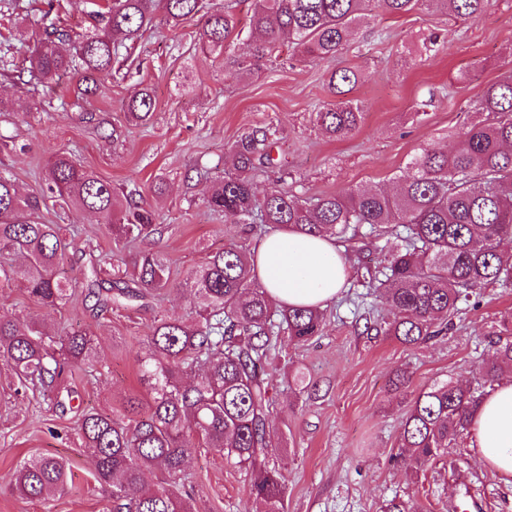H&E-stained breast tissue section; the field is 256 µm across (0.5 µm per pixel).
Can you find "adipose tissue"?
Instances as JSON below:
<instances>
[{"mask_svg": "<svg viewBox=\"0 0 512 512\" xmlns=\"http://www.w3.org/2000/svg\"><path fill=\"white\" fill-rule=\"evenodd\" d=\"M256 280L281 308L322 306L344 285L347 265L335 238L276 230L252 253ZM477 459L512 477V377L496 383L474 409L468 429Z\"/></svg>", "mask_w": 512, "mask_h": 512, "instance_id": "adipose-tissue-1", "label": "adipose tissue"}]
</instances>
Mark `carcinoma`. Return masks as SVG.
Here are the masks:
<instances>
[{"instance_id": "carcinoma-1", "label": "carcinoma", "mask_w": 512, "mask_h": 512, "mask_svg": "<svg viewBox=\"0 0 512 512\" xmlns=\"http://www.w3.org/2000/svg\"><path fill=\"white\" fill-rule=\"evenodd\" d=\"M422 1L460 19L491 6V0H254L245 30L230 12L208 14L201 50L224 57V66L246 75L266 65L285 39L303 56L332 59L372 3L399 15ZM202 8V0H111L91 12L92 30L78 38L56 27L45 31L30 56L31 72L45 83L68 72L86 82L110 72L116 40H136L157 11L178 25ZM243 36L248 54H230ZM359 80L357 71L343 68L331 73L329 87L339 94ZM153 106L147 89L135 91L125 104L128 121H149ZM479 110L486 118L463 127L454 151L424 150L411 157L396 192L350 189L314 200L288 188V169L273 156L275 131L259 128L232 144L234 171L217 180L205 203L231 224L256 218L270 228L346 242L362 224L404 225L405 240L392 242L381 261L393 318L379 331L407 343L425 341L442 332L440 326L475 289L512 285V255L500 249L512 238V78L490 86ZM363 116L352 100L318 113L332 138L357 130ZM258 172L276 175L261 197L254 189ZM137 195L135 189L112 187L66 153L49 157L39 194L22 196L0 175V286L20 282L47 306L65 304L75 293L59 272L69 242L58 225L42 224L34 214L46 199L59 198L100 213L116 243L145 240L159 225L155 211ZM18 255L25 263L11 262ZM98 267L90 261L85 297L100 313L128 308L171 284L165 261L151 251L137 253L131 269L109 281L98 278ZM181 287L198 300V308L189 320H155L148 352L138 364L147 399L129 401L125 421L88 410L75 429L93 458L95 481L108 489L104 512H194L183 483L193 452L190 432L251 478L250 495L262 512H286L285 478L276 458L282 437L269 426L273 400L265 360L279 332L303 346L321 332L324 316L317 307H276L256 284L250 256L235 247L208 254ZM93 341L88 328L56 337L38 323L0 312V359L14 371L20 391L59 393L73 365L93 360ZM506 367H512V338L494 342L481 368L483 381H497ZM480 399L471 387L451 380L420 391L401 421L403 466L415 474L437 463L456 467L448 449L467 432ZM151 470L162 474L154 485L144 482ZM69 474L62 457H31L17 465L14 491L22 499L41 500L67 485Z\"/></svg>"}]
</instances>
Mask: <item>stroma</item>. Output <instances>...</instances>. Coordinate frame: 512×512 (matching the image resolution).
<instances>
[{
  "label": "stroma",
  "mask_w": 512,
  "mask_h": 512,
  "mask_svg": "<svg viewBox=\"0 0 512 512\" xmlns=\"http://www.w3.org/2000/svg\"><path fill=\"white\" fill-rule=\"evenodd\" d=\"M0 0V173L21 193L40 191L45 165L69 153L100 179L138 185L157 211L160 234L116 244L101 217L62 202H48L40 217L63 227L71 241L62 268L82 280L83 254L94 253L118 272L131 253L150 250L166 261L171 288L137 311L94 316L82 296L49 307L19 285L0 288V311L65 335L91 328L98 361L78 366L65 387L67 410L16 390L0 362V512H102L107 494L93 478L91 455L72 432L83 411L120 417L130 396L143 394L139 355L147 350L154 319L181 317L193 306L179 284L208 253L228 245L253 251L260 234L225 222L204 199L212 178L223 175L229 146L253 129L272 125L280 141L275 158L288 164L297 194L321 197L352 188L390 189L409 159L424 150H452L463 125L492 84L512 74V0H492L483 14L462 20L426 7L395 16L376 10L335 58L312 61L280 46L258 72L240 76L222 59L202 53L205 19L173 28L163 16L135 41L120 47L112 71L97 77V90L79 94L77 78L64 75L44 86L29 71L28 57L49 25L84 33L88 14L104 0ZM438 36L440 48L427 50ZM349 67L361 79L348 94L364 112L353 133L326 136L318 111L337 103L328 90L332 71ZM150 88L148 124H129L125 103L135 85ZM163 182V195L154 185ZM385 236L359 229V252H347L349 277L327 303L319 336L303 346L282 342L271 351L274 396L269 424L287 439L280 465L287 512H382L400 497L417 512H458L461 501L480 512H512V481L481 464L468 440L449 449L457 466L441 475L411 479L394 458L400 420L413 397L434 382L467 385L493 351L504 319L512 317V287L476 289L459 304L446 334L406 344L375 334L392 313L364 273L383 257ZM405 387L395 388L397 375ZM69 460V489L49 502L23 500L13 490L17 465L31 456ZM197 512H254L249 479L214 452L198 448L185 472Z\"/></svg>",
  "instance_id": "35a3bbf8"
}]
</instances>
